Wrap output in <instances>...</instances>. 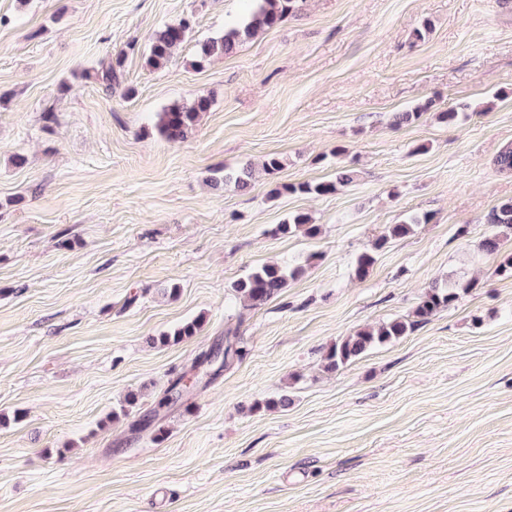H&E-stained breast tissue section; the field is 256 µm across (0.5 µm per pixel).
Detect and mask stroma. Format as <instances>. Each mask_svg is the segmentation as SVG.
<instances>
[{"mask_svg":"<svg viewBox=\"0 0 512 512\" xmlns=\"http://www.w3.org/2000/svg\"><path fill=\"white\" fill-rule=\"evenodd\" d=\"M250 8L0 0V512H512V234L479 248L512 199L495 163L512 147V0H299L196 67ZM187 16L150 69L154 32ZM118 55L127 97L83 77ZM200 96L210 111L168 143L159 112ZM427 99L490 109L393 125ZM271 155L274 176L212 187ZM340 167L355 178L337 193H271ZM295 211L320 235L277 234ZM411 213L430 221L355 278ZM267 263L305 271L241 311L232 284ZM446 279L469 286L454 306L324 372L332 345ZM230 324L243 360L173 407L163 439L135 432ZM282 391L291 405L266 407ZM191 29V21L188 18L162 27L152 38L146 65L154 70L166 67L174 51L187 40ZM253 178V170L251 164H243L235 169H224L222 177H215L212 179L214 186L218 187L220 184L224 186H233L235 189L244 191L251 186ZM428 221L429 216L426 214L422 216L418 214H412L409 216L407 221H404L401 224L390 225L387 229V232L375 240L372 245V251L365 252L358 257L354 268V274L356 278L362 279L368 275L370 269L376 262V254L386 246V244L389 242V239L404 237L413 231V226L417 224H425L428 223Z\"/></svg>","mask_w":512,"mask_h":512,"instance_id":"stroma-1","label":"stroma"}]
</instances>
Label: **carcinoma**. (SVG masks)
Instances as JSON below:
<instances>
[{
  "label": "carcinoma",
  "instance_id": "cac0c4a2",
  "mask_svg": "<svg viewBox=\"0 0 512 512\" xmlns=\"http://www.w3.org/2000/svg\"><path fill=\"white\" fill-rule=\"evenodd\" d=\"M298 0H251L255 9L249 17L242 22L224 29V34L216 39L207 40L199 45L196 64L200 65L213 56H230L245 42L263 30L274 28L281 24L289 15L297 10ZM192 29L191 21L182 18L170 23L157 31L153 38L146 58V65L154 70L167 66L174 51L188 38ZM122 56L101 68L91 72L87 71L84 78L103 86L110 91L121 85ZM212 101L207 96H199L189 104H174L159 113L158 131L168 142L177 144L184 141L195 129L203 114L210 111ZM434 103L427 100L417 105L410 112H397L393 123L400 126L404 123L417 121L430 114L435 120L449 125H456L470 116L471 106L461 104L440 112H431ZM253 170L251 165L244 164L235 169L224 171V175L212 179L214 186L224 184L237 190L244 191L251 186ZM354 181L353 172L341 169L336 172V180L319 183L302 182L298 184H277L271 190L274 195L283 193H300L313 195H329L338 188L347 186ZM429 216L412 214L408 220L400 224H392L387 232L378 237L372 245V251L361 254L354 268L356 278H365L376 262V254L380 252L389 239L404 237L413 231V226L425 224ZM487 223L496 224L506 231H512V199L505 200L496 206L487 217ZM275 232L281 235L302 234L308 238H315L320 233V225L312 222V217L305 212H296L277 225ZM304 271L301 265L266 264L252 271L247 276L237 280L232 285L233 295L243 301L245 306L256 309L277 297L288 281L298 277ZM472 287L470 283H461L448 280L432 285L419 299L414 311L413 319H393L380 324L375 328L359 330L334 344L324 357V369L335 373L349 363L362 357L372 348L392 342L407 335L416 325L428 321L437 312L455 305L461 293ZM200 328V319L196 318L181 327L161 337L164 342H179L185 338L196 335ZM245 355L242 338L238 336V329L228 327L224 330V368L239 362ZM186 376L180 375L173 379L164 395L157 401L150 415L139 420V429L151 430L155 438L161 439L166 433L163 427V417L169 409L183 399V392L190 389L185 383Z\"/></svg>",
  "mask_w": 512,
  "mask_h": 512
}]
</instances>
